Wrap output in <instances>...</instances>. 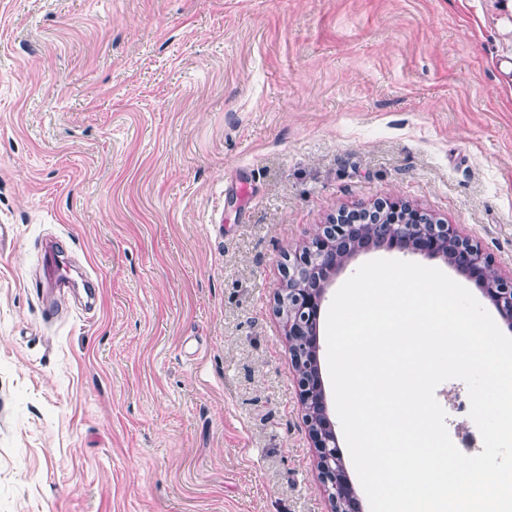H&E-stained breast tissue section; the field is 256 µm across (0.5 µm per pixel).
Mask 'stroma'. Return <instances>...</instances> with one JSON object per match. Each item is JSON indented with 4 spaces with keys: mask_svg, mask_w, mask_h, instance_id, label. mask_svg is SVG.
I'll use <instances>...</instances> for the list:
<instances>
[{
    "mask_svg": "<svg viewBox=\"0 0 512 512\" xmlns=\"http://www.w3.org/2000/svg\"><path fill=\"white\" fill-rule=\"evenodd\" d=\"M499 19L490 0H0V512H330L283 256L398 197L512 274ZM49 240L96 276L94 307L44 280Z\"/></svg>",
    "mask_w": 512,
    "mask_h": 512,
    "instance_id": "obj_1",
    "label": "stroma"
}]
</instances>
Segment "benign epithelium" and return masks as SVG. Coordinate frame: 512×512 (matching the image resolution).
Listing matches in <instances>:
<instances>
[{"label":"benign epithelium","mask_w":512,"mask_h":512,"mask_svg":"<svg viewBox=\"0 0 512 512\" xmlns=\"http://www.w3.org/2000/svg\"><path fill=\"white\" fill-rule=\"evenodd\" d=\"M384 210L383 214L372 215L376 221L388 219L378 237L368 234L363 225L345 220L318 225L302 247L286 255L283 272L288 288H280L275 297L278 314L288 307L285 336L308 436L317 452V480L328 497L331 512H362V506L327 415L318 353L309 355L306 347L317 334L330 277L345 268L340 263L341 254L347 252L353 258L372 247L412 251L426 257L446 253L449 264L474 280L501 318L512 324V277L504 276L481 244L464 236L456 224L430 222L402 199L384 202Z\"/></svg>","instance_id":"benign-epithelium-1"}]
</instances>
